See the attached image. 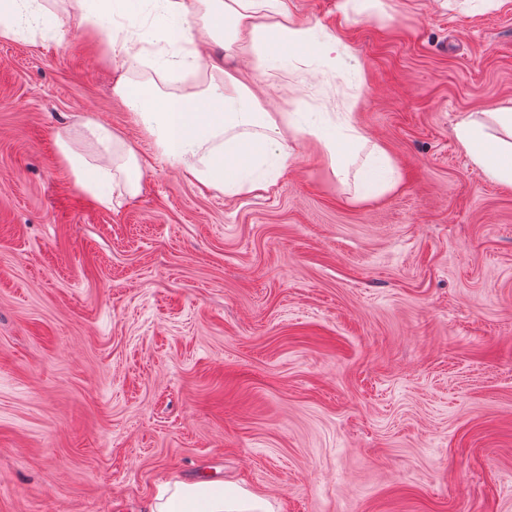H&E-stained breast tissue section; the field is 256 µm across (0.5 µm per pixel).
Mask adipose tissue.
Segmentation results:
<instances>
[{
    "label": "adipose tissue",
    "instance_id": "adipose-tissue-1",
    "mask_svg": "<svg viewBox=\"0 0 512 512\" xmlns=\"http://www.w3.org/2000/svg\"><path fill=\"white\" fill-rule=\"evenodd\" d=\"M69 19L96 30L106 15L144 16L159 48L148 53L124 28L108 30L105 50L116 73L113 91L153 138L162 157L185 176L227 195L271 191L288 166V132L315 142L341 184L355 182L360 199L396 186L385 151L372 143L350 112L318 122L304 113L270 112L252 86L224 71L201 67L203 41L253 55L266 76L312 52L341 56L339 35L318 33L296 19L291 0H69ZM51 0H0V38L33 33L56 22ZM95 150L59 142L75 183L112 209L139 189L140 167L111 127L86 123ZM459 146L491 179L512 185V108L487 118L463 116L453 129ZM146 512H273L265 498L235 484H162Z\"/></svg>",
    "mask_w": 512,
    "mask_h": 512
}]
</instances>
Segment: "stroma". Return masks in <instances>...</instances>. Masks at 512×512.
<instances>
[{
	"instance_id": "stroma-1",
	"label": "stroma",
	"mask_w": 512,
	"mask_h": 512,
	"mask_svg": "<svg viewBox=\"0 0 512 512\" xmlns=\"http://www.w3.org/2000/svg\"><path fill=\"white\" fill-rule=\"evenodd\" d=\"M292 5L341 63L210 61L268 111H353L394 191L354 200L299 134L274 191L206 189L113 93L103 34L61 33L67 0L0 40V512H141L174 474L276 512H512V186L453 136L512 108V0ZM88 122L142 165L113 210L61 161Z\"/></svg>"
}]
</instances>
